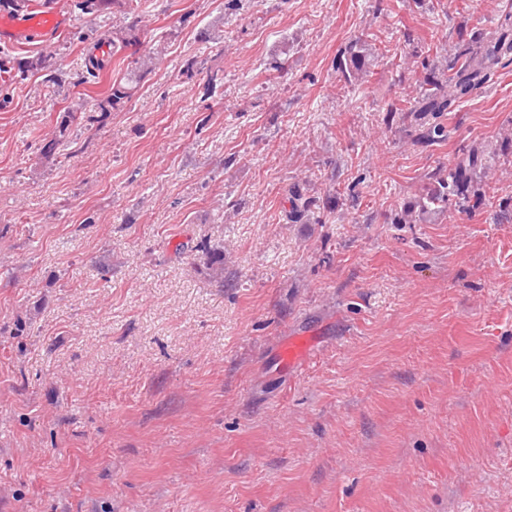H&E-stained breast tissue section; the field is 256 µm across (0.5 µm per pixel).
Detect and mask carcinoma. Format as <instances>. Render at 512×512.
Returning a JSON list of instances; mask_svg holds the SVG:
<instances>
[{
	"label": "carcinoma",
	"mask_w": 512,
	"mask_h": 512,
	"mask_svg": "<svg viewBox=\"0 0 512 512\" xmlns=\"http://www.w3.org/2000/svg\"><path fill=\"white\" fill-rule=\"evenodd\" d=\"M137 20L127 25V35L121 38L122 47L133 48L134 63L139 70L148 72L153 67L155 52L141 49L142 43L135 33ZM370 59L361 41L349 43L340 51L334 69L346 84L367 72ZM422 78L415 95L396 98L382 108V123L386 128L400 124L409 116L417 123L412 139L413 145L427 150L448 140V113L457 111L465 100L471 98L486 84L500 68L512 65V10L502 13L492 31L481 29L463 31L457 41L445 51L439 66L420 62ZM137 77H128L112 85L111 94L98 105L100 112L114 108L122 100L131 97L133 83ZM489 168V157L483 153L469 151L450 171L437 166L423 175L425 193L421 194L404 213L395 219L397 224L413 223V214L444 212H467L486 204V190L478 173ZM288 222L297 224L313 214V210L332 208L330 198H315L307 194L298 184L288 189ZM207 266L212 278L224 282V252L215 249L206 251Z\"/></svg>",
	"instance_id": "1"
}]
</instances>
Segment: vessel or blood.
I'll return each mask as SVG.
<instances>
[{
	"label": "vessel or blood",
	"instance_id": "vessel-or-blood-1",
	"mask_svg": "<svg viewBox=\"0 0 512 512\" xmlns=\"http://www.w3.org/2000/svg\"><path fill=\"white\" fill-rule=\"evenodd\" d=\"M68 22L49 0H17L14 7L0 9V44L35 47L50 44L61 36ZM311 349V339L303 334L286 338L279 348V366L292 371L302 366Z\"/></svg>",
	"mask_w": 512,
	"mask_h": 512
}]
</instances>
